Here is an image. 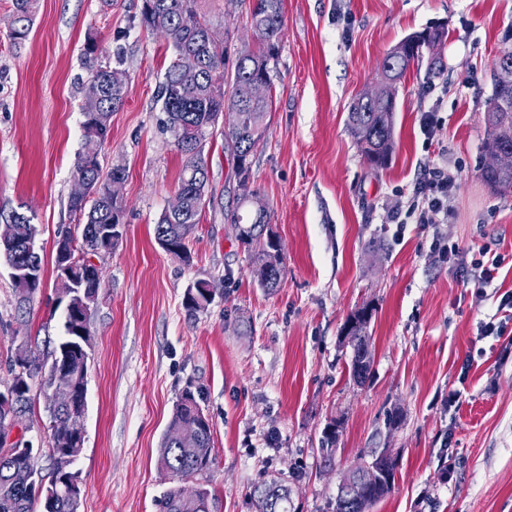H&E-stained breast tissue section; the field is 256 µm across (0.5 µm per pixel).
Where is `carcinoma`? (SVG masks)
I'll list each match as a JSON object with an SVG mask.
<instances>
[{
    "instance_id": "cac0c4a2",
    "label": "carcinoma",
    "mask_w": 512,
    "mask_h": 512,
    "mask_svg": "<svg viewBox=\"0 0 512 512\" xmlns=\"http://www.w3.org/2000/svg\"><path fill=\"white\" fill-rule=\"evenodd\" d=\"M37 0H13V19L9 38L20 43L26 40ZM251 25L256 36L252 48L230 49L219 47L213 31L201 19L196 0H143L141 24L171 40L174 57L166 69L160 88V100L167 114L166 130L170 133L176 150L184 157L182 174L177 192L183 197V207L178 212L166 211L155 224V239L168 240L181 249V259L190 262L188 240L183 229L187 224L200 223L208 197L209 177L203 159L204 150L199 144L210 141L217 129L210 124L219 112L229 111L232 120L224 128V143L230 150L237 180V208L227 215L231 223L243 225L241 237L253 252L254 278L260 286L274 287L279 281L283 268L282 254L271 253L266 227L270 218L256 222L251 212L245 209L249 197L256 194L251 179L250 156L260 143L256 134L267 132L266 117L271 100L254 101L249 96V86L255 80L271 84V64L278 58L279 46L284 27L283 0H254L250 9ZM447 37L442 33L436 37L424 38L416 45L405 44L401 52L385 55L380 69L395 72L401 80L416 63L429 54L427 78L439 75L444 69L440 50ZM185 56H194L199 62V77L193 84L181 80L180 61ZM128 75L119 66H99L92 70L91 79L83 103L84 146L77 162L80 190L71 193L69 211L78 217L82 225L80 237L69 235L73 254L82 259L97 255L103 243L101 233L109 224L124 223V205L112 200L109 183L117 176L125 177V170L114 167L102 176L99 155L111 133L112 113L125 102ZM397 84L389 85L373 100L358 97L348 112V127L364 158L375 169L389 165L392 148L382 144L393 143L394 112H396ZM501 126L499 136L489 132L485 149L512 148V112H490ZM482 181L498 192H512V168L481 169ZM7 231L16 242L11 252L0 247V259L8 265L27 263L32 260L43 264L42 257L27 254L25 245L36 234L31 218L19 212L9 216L7 223L0 224V232ZM44 279H38L31 287L21 288L13 284L18 304H26L42 287ZM60 301L71 304V311L64 314L63 333L51 351V362H68L77 379V389L72 401L62 404L49 396L46 409L50 418L61 424L75 423L81 416L84 393L87 391V369L81 352L76 321L80 308L96 304L101 288V272L93 268L83 278L74 282L55 277ZM204 280L198 279L187 289L184 308L189 317H195L207 310L211 300L201 291ZM355 326L351 331L353 356L349 372L356 382L361 383L370 371L371 356L367 340L369 321L364 314H351ZM43 365L32 362L21 371L11 369L12 378L0 389V512H35V504L41 503L43 512H78L80 503L71 495L69 479L74 477V462L83 448H67L56 441H48L52 472L44 479L36 467L32 452L16 451L4 444L5 434L30 407V382ZM202 407L191 389H185L177 399L166 432L162 438L159 453L160 467L178 478H190L210 468L212 457L213 430L210 421L199 418ZM183 422H196L200 426L199 436L188 443L172 438L171 432ZM394 476L360 505L341 497L336 498L334 512H369V509L386 497L392 490ZM251 495H262L271 502L270 512H290L291 493L288 485L277 478L265 479L252 489ZM159 512H215L216 498L210 490L199 486L194 494H187L180 486L167 489L158 500Z\"/></svg>"
}]
</instances>
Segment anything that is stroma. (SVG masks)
Segmentation results:
<instances>
[{
    "label": "stroma",
    "instance_id": "stroma-1",
    "mask_svg": "<svg viewBox=\"0 0 512 512\" xmlns=\"http://www.w3.org/2000/svg\"><path fill=\"white\" fill-rule=\"evenodd\" d=\"M251 0H197L216 38L254 46ZM142 0H39L27 40L8 37L12 0H0V211L33 217L45 286L19 309L0 262V383L19 346L45 361L62 334L54 242L76 225L82 105L95 66L122 65L129 81L112 115L103 171L119 166L124 232L97 256L102 284L89 314L84 449L75 463L79 512H158L172 484L158 458L173 406L201 393L213 427L206 486L220 512H256L252 487L276 474L295 512H332L339 482L386 449L398 457L391 492L370 512H512V322L501 336L480 323L512 292V266L477 293L428 256L430 232L398 229L424 166H447L456 200L439 231L463 251L512 254V193L481 180L488 157L485 102L499 57L512 49V0H284L285 25L271 72L265 139L251 178L284 256L277 288L254 280L248 251L227 213L236 205L233 161L216 135L204 151L212 195L188 246L191 264L164 251L154 227L177 189L184 159L157 98L174 56L141 25ZM444 25L445 70L411 68L397 88L390 164L371 168L348 127L349 106L377 85L379 63L402 38ZM98 51L87 57V35ZM437 113L433 141L422 113ZM216 295L197 318L184 294L196 279ZM372 369L355 383L341 336L363 304ZM460 398L449 402L450 391ZM47 389L31 384L18 433L48 471ZM337 422L331 465L320 438Z\"/></svg>",
    "mask_w": 512,
    "mask_h": 512
}]
</instances>
